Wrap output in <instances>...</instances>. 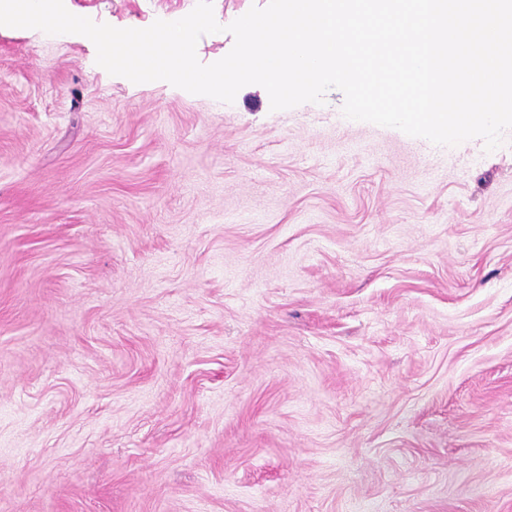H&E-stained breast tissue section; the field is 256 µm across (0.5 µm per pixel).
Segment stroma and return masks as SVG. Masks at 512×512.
Returning <instances> with one entry per match:
<instances>
[{
	"mask_svg": "<svg viewBox=\"0 0 512 512\" xmlns=\"http://www.w3.org/2000/svg\"><path fill=\"white\" fill-rule=\"evenodd\" d=\"M95 56L0 26V512H512V130Z\"/></svg>",
	"mask_w": 512,
	"mask_h": 512,
	"instance_id": "stroma-1",
	"label": "stroma"
}]
</instances>
